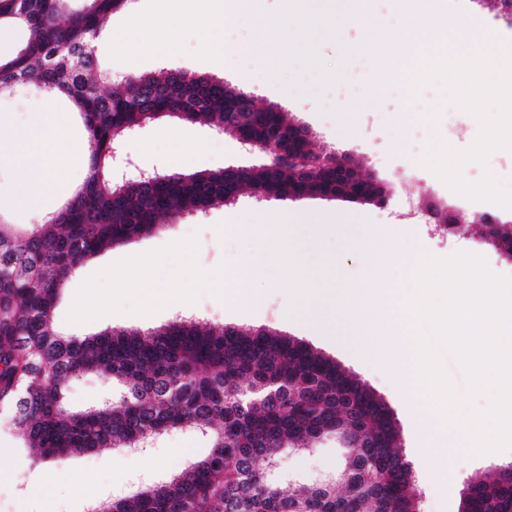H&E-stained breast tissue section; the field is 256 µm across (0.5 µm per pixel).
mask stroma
I'll return each mask as SVG.
<instances>
[{"instance_id":"1","label":"stroma","mask_w":512,"mask_h":512,"mask_svg":"<svg viewBox=\"0 0 512 512\" xmlns=\"http://www.w3.org/2000/svg\"><path fill=\"white\" fill-rule=\"evenodd\" d=\"M447 2L449 17L468 20L490 39H512V18L501 12L497 0ZM374 13L378 21L376 30L367 31L359 20L352 18L342 25L337 40L316 49L323 64L341 67L343 82L352 90L341 105L336 102L335 88L316 90L308 75L303 78L307 90L292 91L294 70L274 72L271 63L254 53L258 33L252 21L244 16L224 23V36L232 42L224 53V62L201 61L184 54L162 55L136 61L135 69L153 72L163 67L187 65L234 86L246 87L259 105L278 106L290 119L307 126L317 145L353 158L362 173L387 184L393 193L388 207L382 209L342 198L280 201L242 195L234 204L213 206L200 216L181 217L161 232L98 253L71 278L57 305L56 319L66 332H88V325L74 315L72 300L83 283L92 280L98 286V299L113 307V326L147 330L172 321V313L147 308L139 280H132L123 288L114 276L127 254L134 251L150 254L153 258L151 282L185 289L191 305L182 310V317L242 329L268 328L308 343L314 351L363 380L392 413L400 450L418 479L421 512H460L466 485L482 478L490 464L512 462V451L473 456L457 448L449 449L445 460L447 485L429 479L419 434L407 415L396 380L386 370L363 361L350 344L335 334L316 330L296 318L284 319L290 299L278 283L279 267L273 257L274 248L260 246L247 230L248 225L271 221L274 215H287L291 219L295 255L308 271H316L327 261L342 278L355 282L372 261L370 253L359 248L371 226L397 223L396 209L406 199L417 198L430 190L445 192V185L429 170L419 169L408 178L402 169L409 158L422 153L433 133L444 136L449 126L462 127L463 133L456 146L464 149L474 141L478 125L472 116L454 108L446 110L435 132L420 122L405 120L409 105L399 91L400 69L396 65L402 45L385 38L387 32L401 28L405 19L394 0H379ZM43 99V94L31 89L1 96L0 136L6 138L20 130L40 136L36 114ZM165 129V124H153L126 138L124 149L137 166L157 165L168 173H190L256 161L255 156L242 150L234 134H219L199 124L181 123L177 129L185 139L200 143L201 152L173 153L161 141ZM150 141L157 144L155 152L142 154L141 145ZM88 163L86 155L75 157L56 196L47 201L43 211L26 215L17 213L13 206L14 182L10 170L0 168V212L17 223L41 219L43 213L57 210L70 198L84 180ZM482 208V203L467 202L463 221L468 230L447 243L432 236L426 225H411L404 236L405 251L416 256L425 253L437 257L468 251L483 256L494 273L512 276V258H506L481 239L482 228L476 218ZM188 265L202 272L238 267L259 270L261 276L252 286L266 294L267 303L250 315H240L233 304L183 279V269ZM208 451V443L200 435L187 429L173 430L143 450V457L155 463L151 471H133L128 464V452L113 448L72 455L63 468L91 477L97 496L104 499L165 479L187 468ZM341 462V449L335 443L325 442L316 445L314 450L290 455L273 469L272 478L282 487L300 488L317 477L334 473ZM51 467V462L39 459L25 448L16 433L0 426V512H84L85 503L74 495L68 481L44 483L43 474Z\"/></svg>"}]
</instances>
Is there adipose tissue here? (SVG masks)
Returning <instances> with one entry per match:
<instances>
[{
    "mask_svg": "<svg viewBox=\"0 0 512 512\" xmlns=\"http://www.w3.org/2000/svg\"><path fill=\"white\" fill-rule=\"evenodd\" d=\"M56 143L55 148H42L16 136L0 140V163L7 164L15 181V197L22 211L38 209L44 197L51 195L58 184L68 158L84 151L83 143L73 140L68 126L59 114L54 98L42 102L38 114ZM187 277L218 289L223 300H240L245 308L264 306L266 296L251 288L253 274L247 270L224 272L211 276L194 268H186Z\"/></svg>",
    "mask_w": 512,
    "mask_h": 512,
    "instance_id": "adipose-tissue-1",
    "label": "adipose tissue"
}]
</instances>
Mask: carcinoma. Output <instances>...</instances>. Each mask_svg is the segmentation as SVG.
I'll list each match as a JSON object with an SVG mask.
<instances>
[{"label":"carcinoma","instance_id":"carcinoma-1","mask_svg":"<svg viewBox=\"0 0 512 512\" xmlns=\"http://www.w3.org/2000/svg\"><path fill=\"white\" fill-rule=\"evenodd\" d=\"M66 0H0V25L28 31L0 58V96L22 84L62 96L84 126L90 163L75 194L41 220L0 217V413L42 460L75 452L135 448L174 429L207 436L210 452L165 481L95 503L91 512H415V477L400 454L390 411L359 378L307 345L271 330L176 318L147 331L106 329L75 336L54 312L87 259L155 232L185 213L229 205L248 191L288 200L299 175L280 167L160 173L156 181L112 175V148L161 121L215 131L250 93L189 67L129 72L99 68L104 19L128 0H83L61 21ZM293 121L275 106L254 107L247 131L288 152ZM306 178L336 193L324 165ZM512 257V225L488 227ZM102 377L119 395L77 409L67 384ZM343 440L344 461L329 483L287 492L262 476L273 460L323 440ZM466 488L463 512H512V478L500 470Z\"/></svg>","mask_w":512,"mask_h":512}]
</instances>
